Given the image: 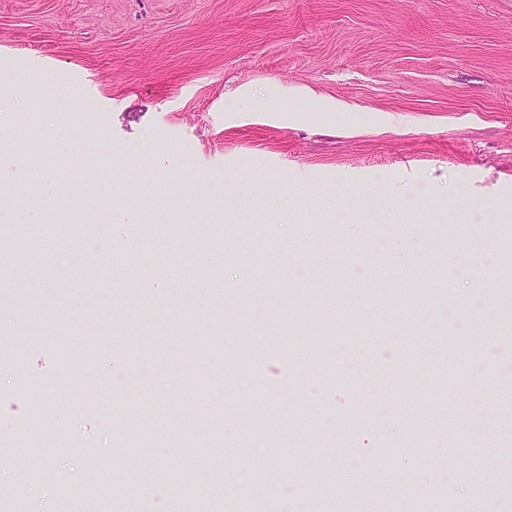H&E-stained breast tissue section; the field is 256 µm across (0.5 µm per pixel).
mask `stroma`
Returning <instances> with one entry per match:
<instances>
[{
    "label": "stroma",
    "instance_id": "35a3bbf8",
    "mask_svg": "<svg viewBox=\"0 0 512 512\" xmlns=\"http://www.w3.org/2000/svg\"><path fill=\"white\" fill-rule=\"evenodd\" d=\"M22 187L0 439L42 414L68 439L0 453L26 512L84 484L153 512L200 416L224 457L193 481L219 510L280 512L286 484L313 512L326 480L369 512L378 470L386 512L437 489L500 512L512 0H0V190ZM256 453L262 486L226 484Z\"/></svg>",
    "mask_w": 512,
    "mask_h": 512
}]
</instances>
